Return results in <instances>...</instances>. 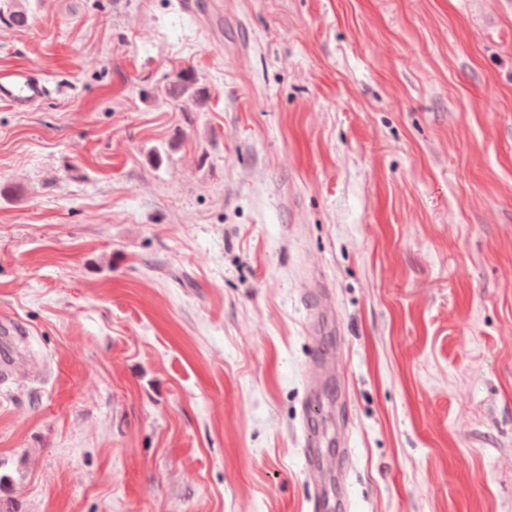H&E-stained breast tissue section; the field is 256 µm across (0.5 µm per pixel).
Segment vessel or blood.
Here are the masks:
<instances>
[{
	"mask_svg": "<svg viewBox=\"0 0 512 512\" xmlns=\"http://www.w3.org/2000/svg\"><path fill=\"white\" fill-rule=\"evenodd\" d=\"M47 92L44 79L29 68L0 70V102L26 110L41 101ZM339 358L331 351L317 352L313 370L307 378L302 405V455L310 478L312 512H350L348 496L334 492L331 480L337 477L336 467L323 468L316 462V449L321 441L319 422L323 412L321 391L337 376Z\"/></svg>",
	"mask_w": 512,
	"mask_h": 512,
	"instance_id": "1",
	"label": "vessel or blood"
}]
</instances>
